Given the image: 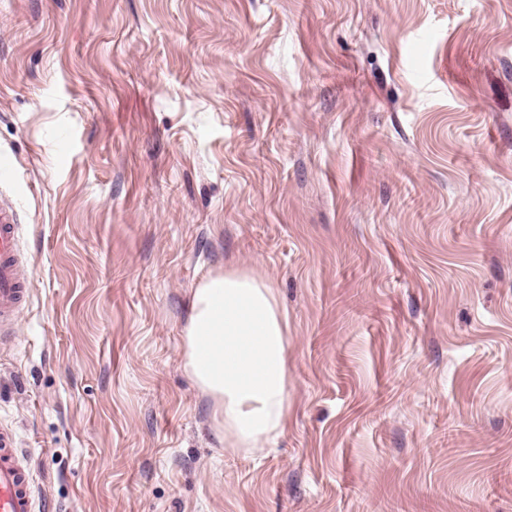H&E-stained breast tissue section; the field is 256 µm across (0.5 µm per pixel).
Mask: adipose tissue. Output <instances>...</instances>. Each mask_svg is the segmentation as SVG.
<instances>
[{"label":"adipose tissue","mask_w":512,"mask_h":512,"mask_svg":"<svg viewBox=\"0 0 512 512\" xmlns=\"http://www.w3.org/2000/svg\"><path fill=\"white\" fill-rule=\"evenodd\" d=\"M185 353L229 447L255 451L284 433L288 320L269 283L238 271L204 280L192 294Z\"/></svg>","instance_id":"adipose-tissue-1"}]
</instances>
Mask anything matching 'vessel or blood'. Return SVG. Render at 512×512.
Wrapping results in <instances>:
<instances>
[{"label": "vessel or blood", "mask_w": 512, "mask_h": 512, "mask_svg": "<svg viewBox=\"0 0 512 512\" xmlns=\"http://www.w3.org/2000/svg\"><path fill=\"white\" fill-rule=\"evenodd\" d=\"M21 226L13 209L0 206V335H12L27 301L29 279L19 256ZM27 461L14 434L0 428V512H36Z\"/></svg>", "instance_id": "obj_1"}]
</instances>
